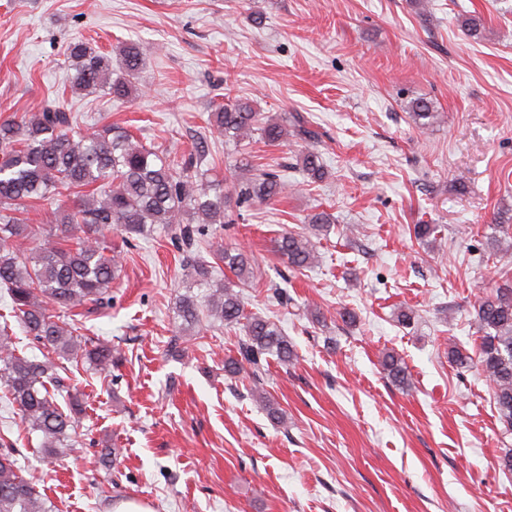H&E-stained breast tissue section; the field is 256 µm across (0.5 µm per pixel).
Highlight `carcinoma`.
<instances>
[{
    "instance_id": "cac0c4a2",
    "label": "carcinoma",
    "mask_w": 512,
    "mask_h": 512,
    "mask_svg": "<svg viewBox=\"0 0 512 512\" xmlns=\"http://www.w3.org/2000/svg\"><path fill=\"white\" fill-rule=\"evenodd\" d=\"M118 74H112V57L77 40L67 47L66 60L73 71L71 91L103 89L114 101H125L133 92L129 77L142 66L137 43L119 50ZM415 125L428 129L440 113L423 99L410 103ZM74 116L59 105L21 119L0 120V290L10 299L11 314L24 332L61 358L110 373L123 363L121 352L108 341L81 338L72 312L89 303L102 305L121 270L119 255L106 254L105 231L117 229L125 241L144 238L155 225L179 232L185 250L209 235V225L233 224L227 196L218 184L206 183L198 167L200 154L180 163L167 150L147 145L130 133L110 126L90 135L73 132ZM207 124L224 134V142L239 149L258 138L278 145L288 136L286 125L303 146L296 166L312 181L325 178L315 148L320 134L305 117L291 113L271 118L236 100L217 107ZM62 188L77 190L71 206L53 205ZM236 207L267 204L285 196L288 181L279 171L256 168L237 187ZM50 204L38 231L47 243L24 256L20 241L33 234L27 219L18 213L28 207ZM201 217L200 224L184 223V216ZM334 219L326 212L313 215L305 232H286L274 240L275 252L293 270L314 264L313 238L327 235ZM437 224H416L413 234L426 245L438 241ZM237 278L216 283L213 266L198 259L190 264L193 283L209 288L205 303L187 292L176 303L179 334L170 342L173 353L184 351L188 334L199 332L203 322L229 328L241 327L245 339L236 354L224 358V375L235 376L249 365L254 380L265 374L267 358L286 365L294 360L288 336L274 322L246 315L239 282L253 277L246 254L218 250L213 254ZM474 324L480 333L474 352L457 345L448 347V360L462 373L476 369L492 385V399L505 429L512 430V281H506L474 304ZM10 326L0 327V387L17 406L28 432L40 437L47 461L58 464L73 447V435L81 421L84 401L79 392L70 395L68 411L59 408L55 391L63 386L46 361L15 353ZM380 366L398 387L411 384L408 367L394 351L382 353ZM49 499L36 491L17 467L14 443L0 437V512H53Z\"/></svg>"
}]
</instances>
